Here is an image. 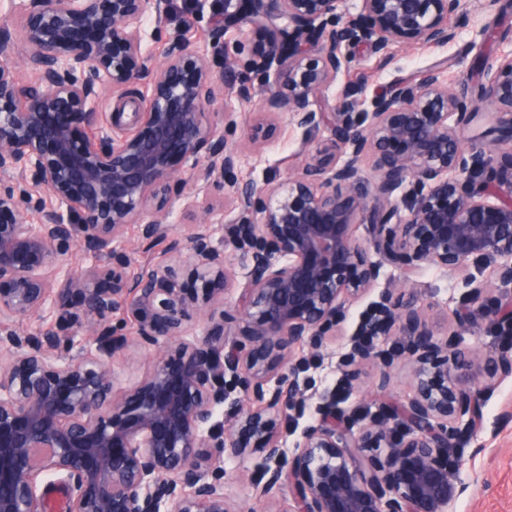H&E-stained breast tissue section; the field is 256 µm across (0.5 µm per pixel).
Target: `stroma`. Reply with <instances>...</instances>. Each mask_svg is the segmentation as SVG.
<instances>
[{"mask_svg":"<svg viewBox=\"0 0 512 512\" xmlns=\"http://www.w3.org/2000/svg\"><path fill=\"white\" fill-rule=\"evenodd\" d=\"M223 8L224 0H168L166 30L184 28L194 45L205 46L215 31L213 17ZM448 25L458 36L445 45L401 39L394 42L383 56L366 47L356 48L349 66L341 70L335 83L326 91V98L335 99L344 87L356 85L364 86L367 95L383 94L400 81L419 80L427 69L436 65L441 66V78L449 90L456 91L477 81L478 75L473 70L476 57L492 62L512 54V13H500L498 7L488 6L486 0H467L462 13L449 17ZM278 79L274 71L253 77L250 99L225 97L224 101L215 104L209 122H216L218 113H234L237 126L227 129L225 135L230 139L243 138L264 110L267 89L275 86ZM329 139L327 129L308 131L290 125L283 117L272 135L245 148L233 173L225 175L223 182L193 180L187 165L175 161L179 179L170 185L161 216L181 236L192 232L207 204L214 207L213 221L231 224V215L222 210L225 194L249 181L268 188L285 182L301 173L308 154L327 145ZM192 192L198 194L199 206L188 210L183 201ZM140 237V225L131 224L119 243L120 248L132 257L126 270L132 279L148 266L163 260L169 248L168 241L164 240L150 251H142ZM462 279L461 271L427 266L407 282L402 278L400 264H386L378 289L351 307L344 335L328 337L317 347L306 343L295 350V358L304 362L297 377L299 388L315 399L336 393L347 409L353 408L362 396L381 388L400 401L414 397L421 365L407 356L408 344L403 337H393L387 343L396 355L390 367L364 365L357 380L349 384L342 376V364L350 352L348 336L369 312L372 303L378 301L381 289L392 288L404 300L423 307L436 337L447 339L458 330L454 311L463 292ZM112 321L120 325L131 340L130 347L112 360L113 397L118 400L146 377L156 349L140 342L134 321L120 313L115 314ZM463 337L473 354L465 358L455 379L489 386L491 393L482 408V427L470 441L460 462L462 476L468 481L469 488L456 501L453 510L512 512V375L492 373L487 365L488 357L498 355L506 340L496 327L484 320L463 332ZM261 470L262 457L257 452L249 450L238 457H225L224 499L229 512H291L293 501L289 493H282L273 504L257 495L254 484Z\"/></svg>","mask_w":512,"mask_h":512,"instance_id":"stroma-1","label":"stroma"}]
</instances>
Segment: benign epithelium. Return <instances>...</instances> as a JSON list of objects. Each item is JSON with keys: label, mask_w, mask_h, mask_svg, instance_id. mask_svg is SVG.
<instances>
[{"label": "benign epithelium", "mask_w": 512, "mask_h": 512, "mask_svg": "<svg viewBox=\"0 0 512 512\" xmlns=\"http://www.w3.org/2000/svg\"><path fill=\"white\" fill-rule=\"evenodd\" d=\"M359 2L344 20L343 0H224L205 49L173 30L160 63L143 50L141 21L149 11L162 18L167 0L12 2L30 79L16 81L15 31L1 23L0 176L16 186L0 189V283H7L0 287V512H44L46 476L71 486L68 512H229L224 455H243L253 440L264 460L259 494L273 500L288 491L294 512H451L468 489L455 463L481 426L488 388L449 380L455 358L467 352L460 333L436 339L422 308L388 290L351 336L343 374L351 383L366 363L390 364L393 354L372 343L400 334L411 343L409 356L435 360L431 376L418 377L417 395L382 401L375 412L368 404L348 411L328 395L293 450L276 437L275 413L298 419L307 409L293 378L301 367L295 346L342 331L350 304L399 257L408 279L425 265L473 264L455 312L459 328L481 319L512 337V156L505 169L492 151L464 153L465 126L480 118L469 92H448L430 71L373 96L367 109L359 108L357 86L345 88L331 111L315 109L361 45L384 53L402 38L454 40L448 16L463 0ZM246 27L271 32L251 68L283 75L265 98L267 131L286 105L292 124L328 129L345 159L313 155L301 174L272 189L242 185L225 202L236 222L224 248L213 244L212 223L199 222L173 238L167 263L130 280V254L114 243L129 224L142 225L150 243L168 238L171 226L146 216L174 178L171 156L193 160V176L205 182L238 163L242 144L204 118L226 95L250 98L223 37ZM483 77L477 97L494 121L485 136L495 147L512 144V56ZM143 80L148 94L112 113L130 134L92 142L70 125L72 115L95 121L100 88L123 91ZM365 158L371 193L358 194ZM29 181L55 202L38 224L30 223L31 199L21 188ZM364 223L372 238L359 242L350 229ZM77 243L93 263L78 272L56 267ZM227 248L249 258L238 331L217 310L231 278ZM186 266L201 283L198 293L184 286ZM490 266L508 297L485 309ZM120 310L138 322L142 343L172 354L116 401L110 362L129 347L112 324ZM201 314L211 327L182 340ZM33 317L46 326L24 329ZM229 384L240 392L230 404L243 412L238 436L222 420ZM245 401L258 407L245 411ZM365 451L375 457L367 469Z\"/></svg>", "instance_id": "7a95c632"}]
</instances>
